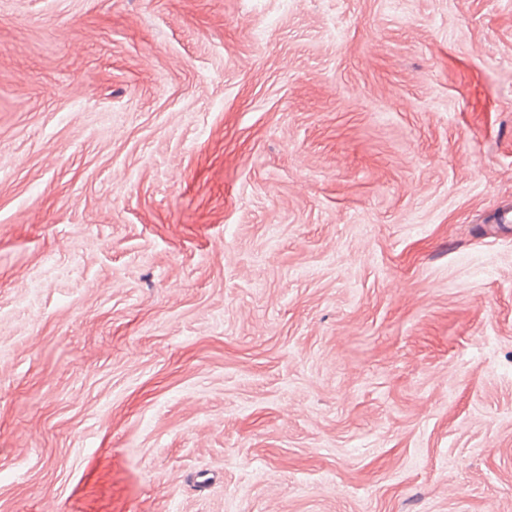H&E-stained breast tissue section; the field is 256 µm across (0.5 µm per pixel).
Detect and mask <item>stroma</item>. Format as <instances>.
<instances>
[{
	"instance_id": "obj_1",
	"label": "stroma",
	"mask_w": 512,
	"mask_h": 512,
	"mask_svg": "<svg viewBox=\"0 0 512 512\" xmlns=\"http://www.w3.org/2000/svg\"><path fill=\"white\" fill-rule=\"evenodd\" d=\"M512 0H0V512H512Z\"/></svg>"
}]
</instances>
